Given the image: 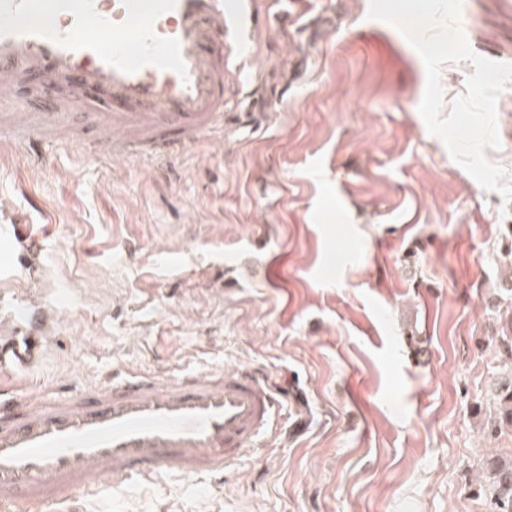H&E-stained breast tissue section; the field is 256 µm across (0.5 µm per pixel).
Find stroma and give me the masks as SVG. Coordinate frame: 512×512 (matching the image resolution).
<instances>
[{
    "mask_svg": "<svg viewBox=\"0 0 512 512\" xmlns=\"http://www.w3.org/2000/svg\"><path fill=\"white\" fill-rule=\"evenodd\" d=\"M250 9L230 118L176 175L0 145V211L41 234L36 261L0 263V326L24 344L30 312L51 319L25 391L251 367L282 401L224 477L105 487L77 512H496L478 482L512 459L488 404L512 202L428 132L424 62L369 0ZM454 26L512 63V0H462Z\"/></svg>",
    "mask_w": 512,
    "mask_h": 512,
    "instance_id": "obj_1",
    "label": "stroma"
}]
</instances>
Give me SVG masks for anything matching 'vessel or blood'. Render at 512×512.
Listing matches in <instances>:
<instances>
[{
  "label": "vessel or blood",
  "instance_id": "vessel-or-blood-1",
  "mask_svg": "<svg viewBox=\"0 0 512 512\" xmlns=\"http://www.w3.org/2000/svg\"><path fill=\"white\" fill-rule=\"evenodd\" d=\"M239 19L228 34V12ZM0 0V93L37 85L25 115L0 113V142L43 157L57 146L141 156L173 170L224 123V61L254 23L241 0ZM33 348L0 341V368ZM279 400L263 375L116 369L48 397L0 377V506L57 512L75 491L167 471L224 474L266 431Z\"/></svg>",
  "mask_w": 512,
  "mask_h": 512
}]
</instances>
